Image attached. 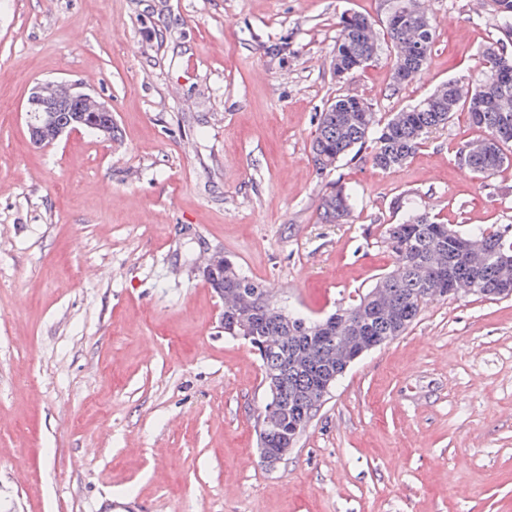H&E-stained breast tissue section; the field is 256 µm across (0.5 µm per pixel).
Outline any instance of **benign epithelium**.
<instances>
[{"instance_id": "obj_1", "label": "benign epithelium", "mask_w": 512, "mask_h": 512, "mask_svg": "<svg viewBox=\"0 0 512 512\" xmlns=\"http://www.w3.org/2000/svg\"><path fill=\"white\" fill-rule=\"evenodd\" d=\"M71 102L79 104V109L65 119L55 115L61 105ZM26 122L31 143L36 147L53 145L64 133H76L81 130H92L105 140L112 138V123L105 125L97 122L96 113L112 112L108 104L96 96L81 90L77 83L63 80H41L34 82L25 106ZM201 275L207 283H213L216 273H224V252L216 250L207 253L199 265ZM282 414L277 400L268 399L259 417V447H264L266 435L280 428ZM308 422L302 420L289 427V434L281 437L280 457L265 459V466L274 469L280 458L287 456L307 427Z\"/></svg>"}]
</instances>
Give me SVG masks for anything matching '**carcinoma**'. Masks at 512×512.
Wrapping results in <instances>:
<instances>
[{
    "instance_id": "1",
    "label": "carcinoma",
    "mask_w": 512,
    "mask_h": 512,
    "mask_svg": "<svg viewBox=\"0 0 512 512\" xmlns=\"http://www.w3.org/2000/svg\"><path fill=\"white\" fill-rule=\"evenodd\" d=\"M500 17L499 45L512 41V0H495ZM395 23L386 28L393 55V82H411L427 63L434 42L432 24L419 17L416 0H395L391 10ZM380 49L372 34V23L363 14L341 17L331 64L367 67ZM483 72L466 96L455 80L444 82L414 105L391 114L384 123L362 100L337 96L320 113L310 153L316 173H329L336 163L365 143H373L370 160L374 167L391 170L405 164L422 145L427 134L448 124L454 113L468 112L472 124L483 132L477 141L486 147L468 154L459 151V162L470 173L488 178L498 173L512 158L506 146L512 143V70L503 71L499 58L482 54ZM487 100L493 107L484 108ZM352 194L332 186L320 198V219L325 224H341L351 211ZM388 247L395 258L394 268L379 277L374 288L359 301L334 312L336 324L326 329L327 318L313 322L283 324L268 316L260 306L251 335L280 336V347L255 348L267 383L278 381L279 403L288 422L317 412L323 403L321 371H338L360 349L375 348L387 338L401 335L416 319L423 304L435 297L464 293L487 299L509 296L512 282L504 268L512 259V230L480 229L470 234L430 220L424 213L413 214L386 230ZM224 289V298L241 289H252L251 279L233 261L224 263V277L215 282ZM335 343L318 340L329 333Z\"/></svg>"
}]
</instances>
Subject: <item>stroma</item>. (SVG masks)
I'll return each instance as SVG.
<instances>
[{"instance_id":"1","label":"stroma","mask_w":512,"mask_h":512,"mask_svg":"<svg viewBox=\"0 0 512 512\" xmlns=\"http://www.w3.org/2000/svg\"><path fill=\"white\" fill-rule=\"evenodd\" d=\"M419 0L435 37L415 81L381 51L336 79L341 15L384 31L393 0H0V512H512V296L429 300L336 381L287 461L258 463L260 362L219 329L197 271L222 249L288 308L321 317L368 292L410 212L512 225V166L458 163L455 113L402 167L369 149L317 175L310 143L339 95L379 117L474 82L500 36L493 0ZM112 109L31 144L37 80ZM345 223L319 216L330 184ZM352 194L342 187L326 189L320 198V219L325 224H341L351 211Z\"/></svg>"}]
</instances>
